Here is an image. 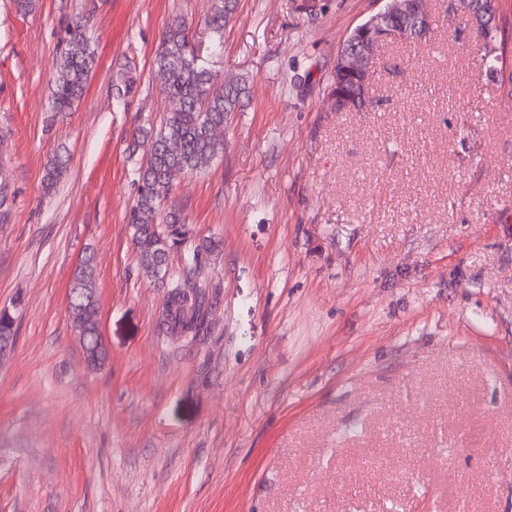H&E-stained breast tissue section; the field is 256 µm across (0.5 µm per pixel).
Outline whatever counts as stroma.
I'll use <instances>...</instances> for the list:
<instances>
[{
    "label": "stroma",
    "instance_id": "35a3bbf8",
    "mask_svg": "<svg viewBox=\"0 0 512 512\" xmlns=\"http://www.w3.org/2000/svg\"><path fill=\"white\" fill-rule=\"evenodd\" d=\"M299 2L238 0L224 30L214 68L249 96L223 159L175 189L220 242L197 279L210 323L167 336L126 147L165 110L162 31L201 28L208 0H0V512H512V100L429 0L425 41L376 53V111H333L337 53L385 2ZM78 20L96 64L57 116ZM88 256L95 370L67 301Z\"/></svg>",
    "mask_w": 512,
    "mask_h": 512
}]
</instances>
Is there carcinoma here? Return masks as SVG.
<instances>
[{
    "label": "carcinoma",
    "mask_w": 512,
    "mask_h": 512,
    "mask_svg": "<svg viewBox=\"0 0 512 512\" xmlns=\"http://www.w3.org/2000/svg\"><path fill=\"white\" fill-rule=\"evenodd\" d=\"M210 2V11L204 20L206 45L194 42L191 26L182 16L173 18L163 31L154 59V71L166 110L158 123L137 128L129 147L134 154L140 146L148 145L146 157L131 170L137 198L129 211L128 224L142 271L170 288L163 325L172 335L198 334L208 327V312L191 281L200 272L202 256L216 247L211 240L198 241L184 251L179 273H170L169 252L182 248L191 237L182 210L172 198L174 180L181 175L203 172L224 157V127L239 110L246 94L243 79L219 81L210 69V58L224 50V28L233 18L236 0ZM468 6L483 20L479 51L484 69L490 75L500 73L506 68V60L504 34L498 30L497 23L512 21V2L468 0ZM390 24L409 32L410 37L403 38L405 42H416L431 30L426 25L422 34L414 35L418 19L412 12L392 15ZM66 45L51 94L54 112L70 111L83 96L94 63V53L81 24L76 23L69 29ZM136 84L133 72L122 74L114 84L116 101L128 97ZM359 91L360 84L355 78L337 70L333 72L331 95H351ZM69 298L73 317L84 328L80 335L87 337L86 345L98 350L100 361H105L94 270L90 262L76 268Z\"/></svg>",
    "instance_id": "1"
}]
</instances>
